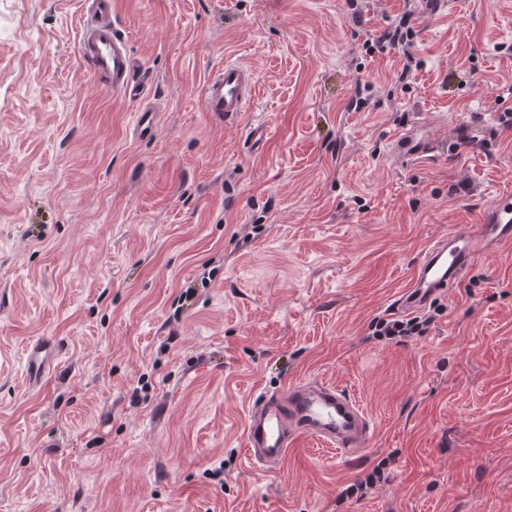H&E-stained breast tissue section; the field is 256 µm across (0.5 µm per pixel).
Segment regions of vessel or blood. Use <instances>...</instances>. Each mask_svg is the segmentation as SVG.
I'll return each instance as SVG.
<instances>
[{
  "mask_svg": "<svg viewBox=\"0 0 512 512\" xmlns=\"http://www.w3.org/2000/svg\"><path fill=\"white\" fill-rule=\"evenodd\" d=\"M80 54L96 84L130 102L139 110L140 135H149L154 110L144 102L145 85L134 79V60L124 35L112 22V0H86ZM253 70L237 62L209 76L203 86V105L216 120L235 122L248 111L257 95ZM512 240V195L500 196L482 213L476 230L452 234L437 241L425 253L410 286L397 299L396 308L414 312L448 288L464 267ZM56 351L36 345L27 356L28 373L42 378ZM309 435L330 442L337 449L354 453L369 444V426L356 401L335 386L300 381L275 393L262 395L251 410L246 432L251 459L273 467L283 459L298 437Z\"/></svg>",
  "mask_w": 512,
  "mask_h": 512,
  "instance_id": "1",
  "label": "vessel or blood"
}]
</instances>
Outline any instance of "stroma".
I'll return each mask as SVG.
<instances>
[{"mask_svg": "<svg viewBox=\"0 0 512 512\" xmlns=\"http://www.w3.org/2000/svg\"><path fill=\"white\" fill-rule=\"evenodd\" d=\"M351 3L112 0L159 108L140 138L80 60L85 0H0V512H512V243L423 335L368 336L429 244L512 192V0L419 15L406 86L365 46L405 0ZM228 60L258 94L225 125L202 88ZM418 122L431 147L400 159ZM36 340L57 356L33 386ZM301 380L350 394L369 446L254 464L253 403Z\"/></svg>", "mask_w": 512, "mask_h": 512, "instance_id": "stroma-1", "label": "stroma"}]
</instances>
